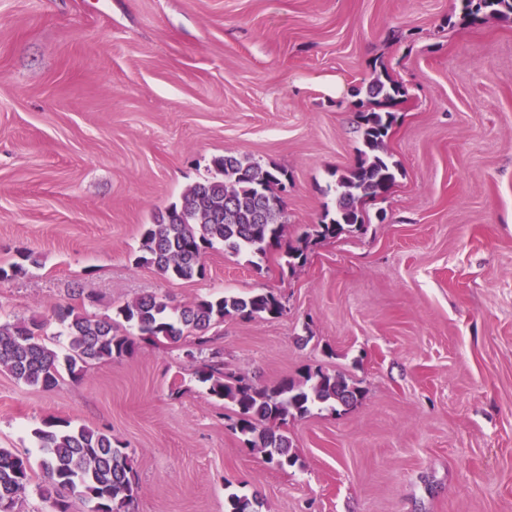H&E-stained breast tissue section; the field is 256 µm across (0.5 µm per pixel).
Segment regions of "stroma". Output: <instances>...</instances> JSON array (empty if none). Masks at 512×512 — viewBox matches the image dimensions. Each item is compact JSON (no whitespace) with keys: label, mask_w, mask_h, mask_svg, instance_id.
Listing matches in <instances>:
<instances>
[{"label":"stroma","mask_w":512,"mask_h":512,"mask_svg":"<svg viewBox=\"0 0 512 512\" xmlns=\"http://www.w3.org/2000/svg\"><path fill=\"white\" fill-rule=\"evenodd\" d=\"M403 86L399 166L365 226L288 267L215 245L190 281L139 262L144 224L245 154L288 172L286 241L333 207L380 72ZM0 318H96L153 293L174 306L274 293L272 318H225L224 368L257 385L322 366L362 387L285 428L279 470L234 429L184 347L61 371L51 390L0 371V448L30 458L50 419L110 431L134 512H512V23L461 0H0Z\"/></svg>","instance_id":"obj_1"}]
</instances>
